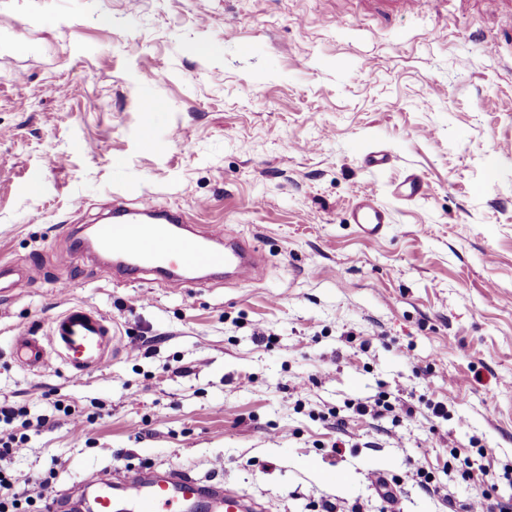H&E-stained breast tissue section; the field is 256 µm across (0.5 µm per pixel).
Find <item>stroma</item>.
I'll return each mask as SVG.
<instances>
[{"label":"stroma","mask_w":512,"mask_h":512,"mask_svg":"<svg viewBox=\"0 0 512 512\" xmlns=\"http://www.w3.org/2000/svg\"><path fill=\"white\" fill-rule=\"evenodd\" d=\"M511 62L512 0H0V403L47 418L15 477L177 466L266 512H384L382 474L396 512L512 508ZM411 174L423 194L396 195ZM366 191L376 243L346 220ZM146 199L235 225L263 280L57 264L71 228ZM75 303L146 346L78 381L21 367L15 336ZM383 391L416 415L353 414ZM478 446L489 471L449 476Z\"/></svg>","instance_id":"stroma-1"}]
</instances>
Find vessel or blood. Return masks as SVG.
<instances>
[{
  "label": "vessel or blood",
  "mask_w": 512,
  "mask_h": 512,
  "mask_svg": "<svg viewBox=\"0 0 512 512\" xmlns=\"http://www.w3.org/2000/svg\"><path fill=\"white\" fill-rule=\"evenodd\" d=\"M364 237L378 241L389 222L388 212L373 193L359 197L348 212ZM185 218L176 208L143 202L138 211L115 207L113 221L96 225L93 247L113 257L123 274L131 277L149 270L165 271L173 287H184L191 272L236 267L247 279L263 277V266L232 230L185 232ZM236 241L231 251L220 240ZM122 342L111 320L97 309L74 304L55 316L50 342L19 336L15 353L22 364L43 369L61 360L72 378L102 369ZM47 512H256L245 494L223 482L202 480L180 468L143 465L100 469L50 499Z\"/></svg>",
  "instance_id": "1"
}]
</instances>
